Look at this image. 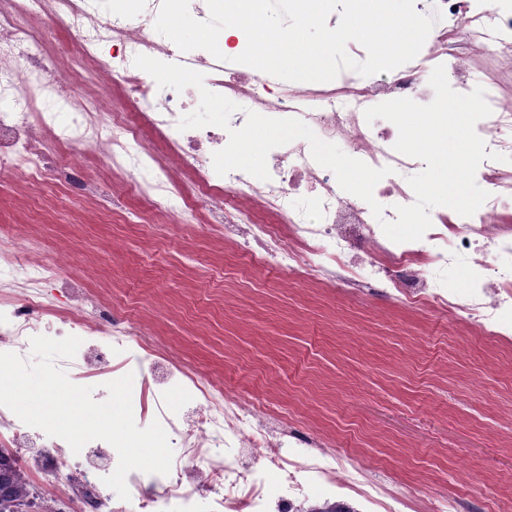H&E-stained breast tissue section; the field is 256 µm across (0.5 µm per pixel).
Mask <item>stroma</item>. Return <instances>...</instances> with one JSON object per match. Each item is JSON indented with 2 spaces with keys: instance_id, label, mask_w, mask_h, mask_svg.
<instances>
[{
  "instance_id": "stroma-1",
  "label": "stroma",
  "mask_w": 512,
  "mask_h": 512,
  "mask_svg": "<svg viewBox=\"0 0 512 512\" xmlns=\"http://www.w3.org/2000/svg\"><path fill=\"white\" fill-rule=\"evenodd\" d=\"M0 187V234L26 226L116 305L172 311L165 340L199 370L247 388L418 512H512V336L400 305L391 289L319 288L243 269L203 234L115 222L52 185Z\"/></svg>"
}]
</instances>
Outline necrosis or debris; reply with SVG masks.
Here are the masks:
<instances>
[{
    "label": "necrosis or debris",
    "instance_id": "obj_1",
    "mask_svg": "<svg viewBox=\"0 0 512 512\" xmlns=\"http://www.w3.org/2000/svg\"><path fill=\"white\" fill-rule=\"evenodd\" d=\"M442 25L429 33L420 53L388 72L363 77L345 70L330 82L277 84L270 74L245 76L238 64L209 62L203 49L173 46L154 23L161 0H142L128 13L125 0H112L103 14L99 0H0V179L24 177L33 187L52 181L67 193L109 208L90 165L104 166L121 195H138L155 223L204 232L234 245L256 267H272L323 287L341 285L355 293L390 288L399 302L446 313L487 334L504 329L512 310V213L503 204L512 191V71L498 57L512 56V0H439ZM48 16L41 32L31 18ZM78 31L72 47H56L54 25ZM461 30L464 44L449 41ZM487 73L489 116L475 131L490 151L476 182L488 192L469 217L438 206L431 227L417 241L396 243L381 220L397 218V206L416 200L408 183L419 159L395 151L396 126L385 119L367 122L366 109L398 98L431 103L429 79L444 66L448 82L465 93L473 52ZM202 69L205 87L240 99L229 128L178 130L190 105V90L159 87L137 68L136 56ZM94 96L76 99L78 83ZM302 120L325 140L342 139L353 158L389 168L374 188L383 207L375 218L362 199L344 192L334 173L319 165L307 143L294 141L267 156L269 180L234 170L218 175L213 154L241 128L247 111ZM66 123H58L59 113ZM69 147L65 162L50 165L46 144ZM71 257L63 251L35 250L30 235L17 231L0 240V352L28 357L33 337L80 338L73 359L57 365L74 382L134 373L132 408L144 423L160 421L170 443L180 447L169 474L130 472L129 499H113L104 484L118 454L105 441L73 452L66 441L45 439L0 406V447L14 449L25 481L63 476L70 512H198L208 497L209 512H304L314 488L344 489L376 512H406L411 500L390 497L380 486L359 480L356 471L337 467L330 441L317 440V453L287 454L296 436L287 419L270 413L251 392L227 386L223 378L184 361L156 330L117 311L84 280L64 276ZM465 271L467 292L451 297L444 273ZM183 389L195 404L170 414L168 393ZM280 473L270 485L268 469Z\"/></svg>",
    "mask_w": 512,
    "mask_h": 512
}]
</instances>
